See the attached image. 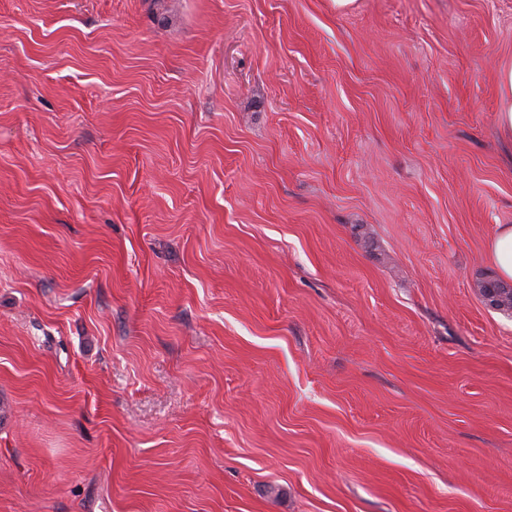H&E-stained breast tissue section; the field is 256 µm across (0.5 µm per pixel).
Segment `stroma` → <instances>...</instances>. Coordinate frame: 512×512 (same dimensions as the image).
Wrapping results in <instances>:
<instances>
[{
    "label": "stroma",
    "mask_w": 512,
    "mask_h": 512,
    "mask_svg": "<svg viewBox=\"0 0 512 512\" xmlns=\"http://www.w3.org/2000/svg\"><path fill=\"white\" fill-rule=\"evenodd\" d=\"M512 0H0V512H512ZM497 125L503 139L512 141V67L499 73ZM489 255L500 276L512 279V226L499 228L489 242Z\"/></svg>",
    "instance_id": "stroma-1"
}]
</instances>
